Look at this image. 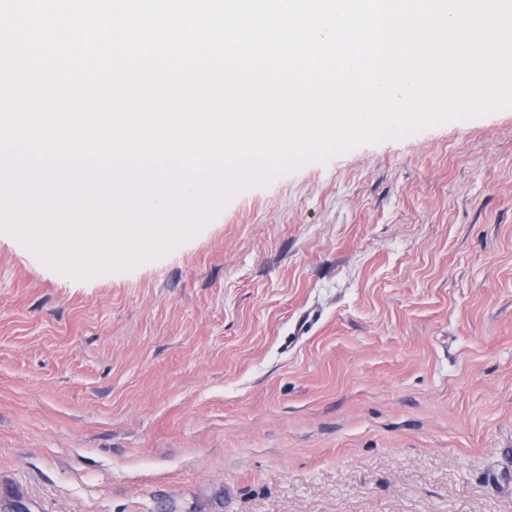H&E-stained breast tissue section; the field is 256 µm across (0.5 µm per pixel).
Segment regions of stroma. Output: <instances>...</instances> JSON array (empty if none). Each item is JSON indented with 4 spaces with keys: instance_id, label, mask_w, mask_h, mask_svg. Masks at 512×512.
<instances>
[{
    "instance_id": "obj_1",
    "label": "stroma",
    "mask_w": 512,
    "mask_h": 512,
    "mask_svg": "<svg viewBox=\"0 0 512 512\" xmlns=\"http://www.w3.org/2000/svg\"><path fill=\"white\" fill-rule=\"evenodd\" d=\"M2 489L512 512V107L302 162L127 269L74 278L0 231Z\"/></svg>"
}]
</instances>
